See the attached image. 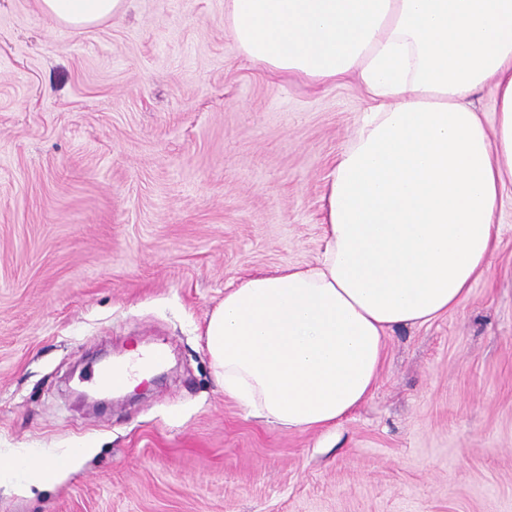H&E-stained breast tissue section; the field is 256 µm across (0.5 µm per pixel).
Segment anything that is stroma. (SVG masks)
Masks as SVG:
<instances>
[{"label":"stroma","instance_id":"stroma-1","mask_svg":"<svg viewBox=\"0 0 512 512\" xmlns=\"http://www.w3.org/2000/svg\"><path fill=\"white\" fill-rule=\"evenodd\" d=\"M369 101L264 71L224 0H126L77 30L0 0V455L82 462L0 483V512H512V190L454 311L389 332L373 395L284 430L226 398L224 289L321 256L325 183ZM158 380L80 406L102 352Z\"/></svg>","mask_w":512,"mask_h":512}]
</instances>
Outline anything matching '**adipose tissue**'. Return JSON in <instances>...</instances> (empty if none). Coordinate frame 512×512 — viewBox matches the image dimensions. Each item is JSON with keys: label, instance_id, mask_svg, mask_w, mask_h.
Here are the masks:
<instances>
[{"label": "adipose tissue", "instance_id": "adipose-tissue-1", "mask_svg": "<svg viewBox=\"0 0 512 512\" xmlns=\"http://www.w3.org/2000/svg\"><path fill=\"white\" fill-rule=\"evenodd\" d=\"M126 0H38L88 29ZM224 28L265 70L356 77L372 106L324 195L310 266L225 289L205 345L226 397L285 430L329 428L373 393L389 330L455 310L485 270L512 183V0H224ZM493 91L495 124L474 105ZM27 452L0 476L42 483L81 458Z\"/></svg>", "mask_w": 512, "mask_h": 512}]
</instances>
